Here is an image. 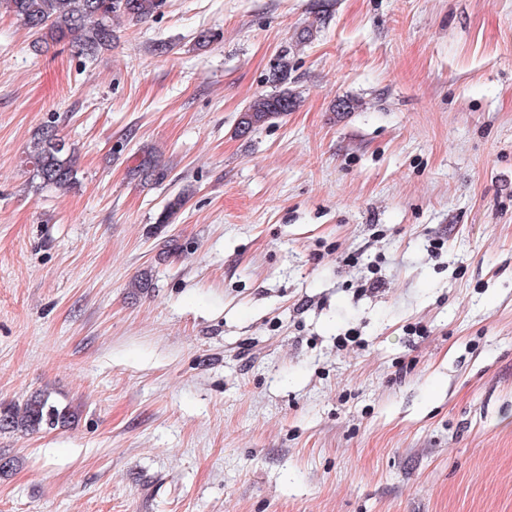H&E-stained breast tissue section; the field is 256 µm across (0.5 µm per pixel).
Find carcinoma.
<instances>
[{"label":"carcinoma","instance_id":"1","mask_svg":"<svg viewBox=\"0 0 512 512\" xmlns=\"http://www.w3.org/2000/svg\"><path fill=\"white\" fill-rule=\"evenodd\" d=\"M163 5L164 0H0V8L38 34L41 42L67 46L90 57L112 46L114 26L124 20L150 19L161 13ZM297 105V97L287 89L258 97L241 114L237 132L249 134ZM27 160L44 187L66 191L77 181L74 150L50 125L41 129ZM131 175L144 182L164 178L157 155L151 150L143 152ZM187 198L184 192L173 196L157 223H171ZM72 416L69 408L53 404L49 394L34 393L21 404L0 405V433L34 434L45 426L64 424Z\"/></svg>","mask_w":512,"mask_h":512}]
</instances>
